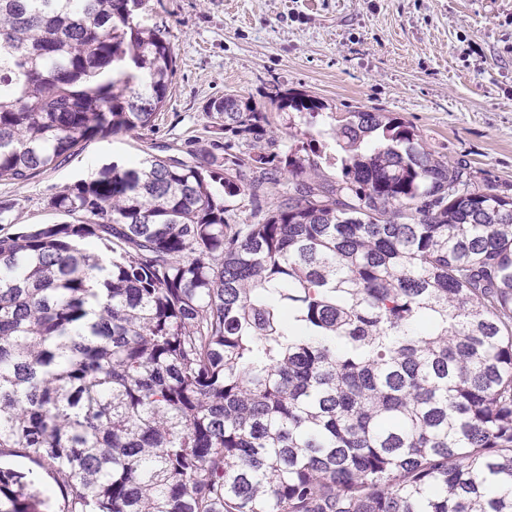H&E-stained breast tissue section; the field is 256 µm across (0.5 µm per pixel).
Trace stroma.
<instances>
[{"label":"stroma","mask_w":512,"mask_h":512,"mask_svg":"<svg viewBox=\"0 0 512 512\" xmlns=\"http://www.w3.org/2000/svg\"><path fill=\"white\" fill-rule=\"evenodd\" d=\"M176 57L155 131L92 141L26 184H1L9 231L62 221L51 197L151 143L188 150L208 136L205 107L233 92L279 91L333 112H384L414 127L477 182L512 190V0H150Z\"/></svg>","instance_id":"1"}]
</instances>
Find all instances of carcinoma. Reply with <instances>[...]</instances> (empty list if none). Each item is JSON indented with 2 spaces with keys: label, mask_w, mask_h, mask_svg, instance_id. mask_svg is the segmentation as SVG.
Listing matches in <instances>:
<instances>
[{
  "label": "carcinoma",
  "mask_w": 512,
  "mask_h": 512,
  "mask_svg": "<svg viewBox=\"0 0 512 512\" xmlns=\"http://www.w3.org/2000/svg\"><path fill=\"white\" fill-rule=\"evenodd\" d=\"M149 2L0 0V182L154 131ZM273 104L306 129L226 93L224 141L0 235V458L63 501L0 466V512H512V195L397 117Z\"/></svg>",
  "instance_id": "carcinoma-1"
}]
</instances>
